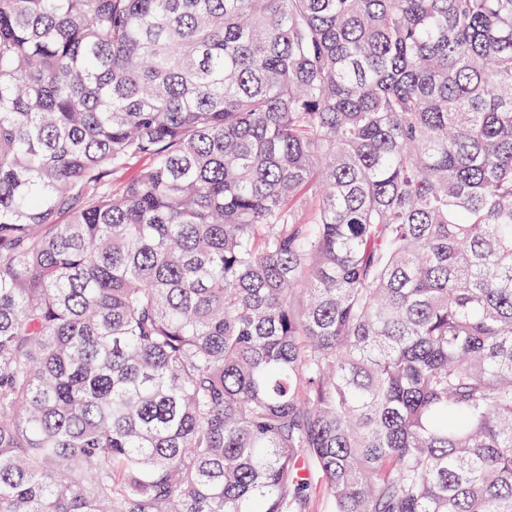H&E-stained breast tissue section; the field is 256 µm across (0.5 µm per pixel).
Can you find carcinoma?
<instances>
[{
	"label": "carcinoma",
	"mask_w": 512,
	"mask_h": 512,
	"mask_svg": "<svg viewBox=\"0 0 512 512\" xmlns=\"http://www.w3.org/2000/svg\"><path fill=\"white\" fill-rule=\"evenodd\" d=\"M317 478L512 512V0H0V512Z\"/></svg>",
	"instance_id": "cac0c4a2"
}]
</instances>
